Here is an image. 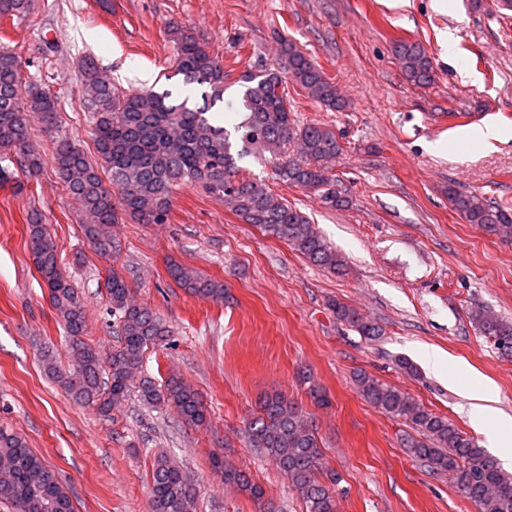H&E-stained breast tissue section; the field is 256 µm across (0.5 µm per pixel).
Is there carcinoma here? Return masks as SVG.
<instances>
[{"label": "carcinoma", "mask_w": 512, "mask_h": 512, "mask_svg": "<svg viewBox=\"0 0 512 512\" xmlns=\"http://www.w3.org/2000/svg\"><path fill=\"white\" fill-rule=\"evenodd\" d=\"M31 0H0V20L26 16ZM393 51L405 78L417 85L433 81L432 62L418 43L394 41ZM281 68L243 78L245 114L230 132L213 121L211 109L224 99V65L190 34L175 39V71L187 84L207 86L203 105L177 101L168 90L121 92L96 62L85 57L79 65L84 100L88 107L96 157L88 156L80 140L62 125L59 101L42 85L22 86L18 55L0 47V185L15 182L14 168L28 178L42 170V158L31 142L33 125L55 143L54 171L82 216V231L89 246L101 256L117 251L112 227L130 218L138 224H165L176 187L195 183L221 197L246 224H252L334 273L346 271L344 257L332 249L297 208L263 184L240 176L238 161L251 148L279 156L275 173L287 185L322 189L325 202L341 199L332 188L328 163L342 151L336 132L325 126H299L281 92L291 80L308 96L325 106L344 107L326 73L291 42L279 46ZM240 149H235L236 142ZM448 201L467 223L490 235L512 242V211L475 193L448 187ZM28 249L69 336V363L60 368L44 355L45 369L79 405H92L106 415L130 398L131 384L149 348L171 336L169 326L150 308L134 301L126 277L116 269L103 282L109 316L119 336L118 345L104 357L85 340L84 298L58 261V245L46 218L37 209L27 214ZM169 277L181 288L203 300L224 302V283L205 277L179 263L167 267ZM336 318L366 339L380 335V328L358 310L344 303L332 304ZM471 321L504 356L512 357V320L470 312ZM363 399L379 412L411 424L418 437L410 438L408 453L435 472L451 475L478 512H512V477L503 473L476 442L445 416L419 404L400 389L365 373L356 378ZM143 405L174 409L181 423L202 426L208 409L189 385L172 379L164 389L144 385ZM249 446L268 457L288 478L306 506V512H337L336 474L318 478L321 452L313 427L287 395L263 396L259 412L247 427ZM224 483L236 486L253 502L256 512H282L265 497L261 485L242 469L220 456L212 458ZM15 512H74L69 494L41 458L19 434L0 428V502ZM150 512H197L196 489L183 470L165 455L152 467Z\"/></svg>", "instance_id": "obj_1"}]
</instances>
